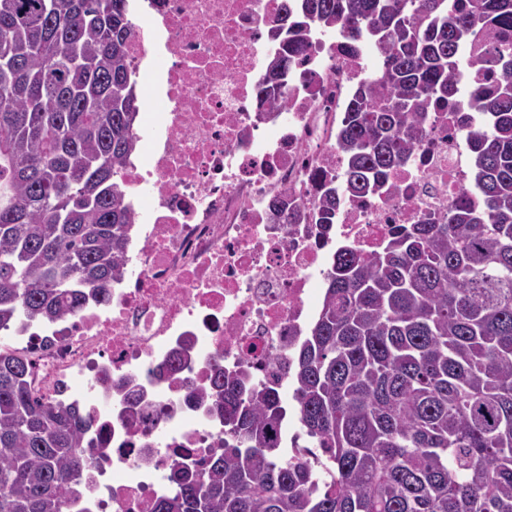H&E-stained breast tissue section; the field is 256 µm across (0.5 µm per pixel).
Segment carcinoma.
<instances>
[{"label":"carcinoma","mask_w":512,"mask_h":512,"mask_svg":"<svg viewBox=\"0 0 512 512\" xmlns=\"http://www.w3.org/2000/svg\"><path fill=\"white\" fill-rule=\"evenodd\" d=\"M286 54L260 94L282 100ZM306 17L374 41L383 70L338 132L346 188L375 192L415 147L456 77L461 40L512 0H302ZM128 0H0V331L53 323L121 280L133 217L120 164L138 149ZM478 85L470 130L478 200L442 224H401L381 251L344 248L294 354L292 400L312 461L282 454L268 387L224 375L201 396L224 454L177 468L151 512H512V46ZM336 188L319 201L329 224ZM92 420L34 396L27 360L0 349V512H65L82 494Z\"/></svg>","instance_id":"1"}]
</instances>
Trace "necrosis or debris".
Masks as SVG:
<instances>
[{"mask_svg":"<svg viewBox=\"0 0 512 512\" xmlns=\"http://www.w3.org/2000/svg\"><path fill=\"white\" fill-rule=\"evenodd\" d=\"M126 45L151 74L138 154L120 167L135 238L108 303L51 324L16 323L0 347L25 357L33 392L93 420L85 494L68 512H151L174 467L224 452V420L200 405L215 355L284 394L293 353L318 315L345 245L379 250L398 224H440L474 190L463 89L486 78L485 22L459 46L449 108L433 110L416 148L371 195L343 188L337 147L347 98L377 71L366 46L311 24L288 71L285 106L259 83L280 52L281 0H145ZM335 185L333 223L315 218ZM287 211H279L280 203Z\"/></svg>","mask_w":512,"mask_h":512,"instance_id":"necrosis-or-debris-1","label":"necrosis or debris"}]
</instances>
